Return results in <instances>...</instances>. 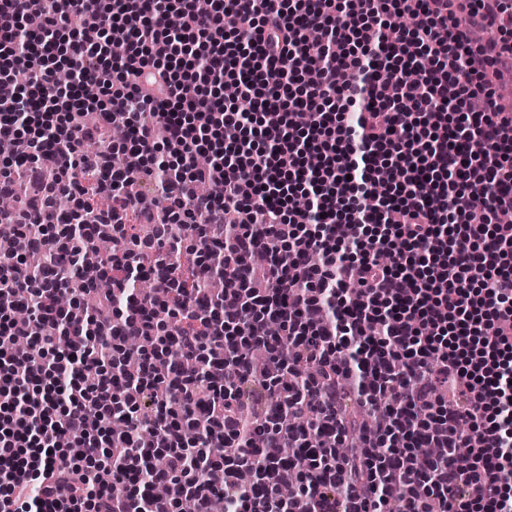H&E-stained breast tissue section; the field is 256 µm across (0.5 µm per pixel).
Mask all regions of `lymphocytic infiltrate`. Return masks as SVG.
Here are the masks:
<instances>
[{"instance_id":"obj_1","label":"lymphocytic infiltrate","mask_w":512,"mask_h":512,"mask_svg":"<svg viewBox=\"0 0 512 512\" xmlns=\"http://www.w3.org/2000/svg\"><path fill=\"white\" fill-rule=\"evenodd\" d=\"M508 47L512 0H0V512H512Z\"/></svg>"}]
</instances>
